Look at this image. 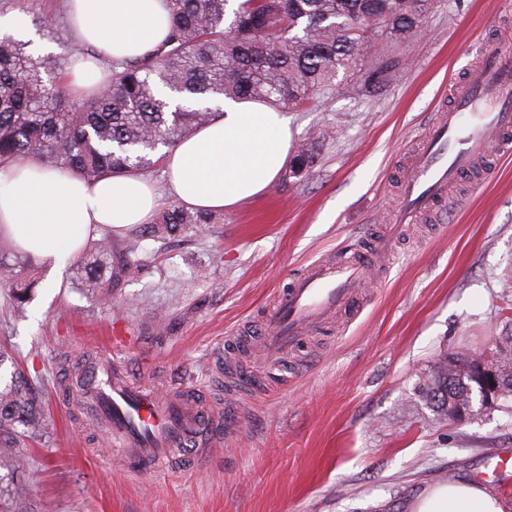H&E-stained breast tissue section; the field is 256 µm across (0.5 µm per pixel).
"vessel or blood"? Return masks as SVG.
<instances>
[{"instance_id":"vessel-or-blood-1","label":"vessel or blood","mask_w":512,"mask_h":512,"mask_svg":"<svg viewBox=\"0 0 512 512\" xmlns=\"http://www.w3.org/2000/svg\"><path fill=\"white\" fill-rule=\"evenodd\" d=\"M454 104L438 114L415 152L392 218L394 227L415 223L434 211L457 173L475 161L512 153V51L484 53L466 79L452 89ZM366 266L360 261L327 260L278 295L263 338L285 352L306 328L349 305L361 288ZM83 397L144 472L173 460L181 448L198 445L212 425L209 405L189 392L158 400L135 383L126 368L102 361L85 376Z\"/></svg>"}]
</instances>
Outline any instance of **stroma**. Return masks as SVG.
Returning <instances> with one entry per match:
<instances>
[{
	"label": "stroma",
	"mask_w": 512,
	"mask_h": 512,
	"mask_svg": "<svg viewBox=\"0 0 512 512\" xmlns=\"http://www.w3.org/2000/svg\"><path fill=\"white\" fill-rule=\"evenodd\" d=\"M512 38V0H435L376 92L348 78L288 109L293 144L324 130L306 178L216 211L197 232L144 241V266L112 300L39 264L30 302L0 301V348L33 378L45 429L20 447L32 512H404L432 482L471 476L512 453V414L449 424L417 384L438 359L512 335V155L459 174L433 216L388 229L412 150L451 87ZM368 255L353 308L303 335L298 355L260 349L277 294L317 261ZM148 389L187 386L219 429L195 467L143 474L77 393V367L111 350ZM249 336L246 369L226 339Z\"/></svg>",
	"instance_id": "stroma-1"
}]
</instances>
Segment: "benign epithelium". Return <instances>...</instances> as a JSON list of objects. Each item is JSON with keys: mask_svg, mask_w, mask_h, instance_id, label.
I'll return each mask as SVG.
<instances>
[{"mask_svg": "<svg viewBox=\"0 0 512 512\" xmlns=\"http://www.w3.org/2000/svg\"><path fill=\"white\" fill-rule=\"evenodd\" d=\"M511 345L512 336H496L487 349L452 352L442 358L448 374H460L471 381L469 400L448 404V422L458 424L480 413L505 408L512 397V362H506L502 353Z\"/></svg>", "mask_w": 512, "mask_h": 512, "instance_id": "benign-epithelium-1", "label": "benign epithelium"}]
</instances>
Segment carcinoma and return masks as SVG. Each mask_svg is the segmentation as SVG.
Returning <instances> with one entry per match:
<instances>
[{
  "label": "carcinoma",
  "instance_id": "obj_1",
  "mask_svg": "<svg viewBox=\"0 0 512 512\" xmlns=\"http://www.w3.org/2000/svg\"><path fill=\"white\" fill-rule=\"evenodd\" d=\"M167 0L168 31L154 50L112 61L110 79L87 97L69 87L64 66L27 51L31 41L0 36V165L33 158L46 168L86 181L140 172L163 163L160 147L209 124L226 99H259L274 108H299L336 85L339 74H360L376 90L388 74L382 60L362 69L361 52L385 40L416 34L435 0ZM32 25L55 36L54 19L17 0ZM317 138L293 156L291 177L307 176L319 155ZM211 223L200 208L170 204L138 238L118 242L103 231L73 271L75 288L99 300L142 269L141 240L165 241ZM35 263L0 250V280L19 308L34 285ZM0 382V469L17 462V448L42 432L41 393L26 371L11 363ZM422 397L444 413L448 396L468 392L466 383L433 370ZM7 512H29L18 486L0 484Z\"/></svg>",
  "mask_w": 512,
  "mask_h": 512
}]
</instances>
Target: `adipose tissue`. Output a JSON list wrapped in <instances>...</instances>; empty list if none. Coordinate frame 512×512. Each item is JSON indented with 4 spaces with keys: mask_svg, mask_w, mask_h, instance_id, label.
<instances>
[{
    "mask_svg": "<svg viewBox=\"0 0 512 512\" xmlns=\"http://www.w3.org/2000/svg\"><path fill=\"white\" fill-rule=\"evenodd\" d=\"M77 36L101 59L73 57L75 91L102 83L105 61L136 57L167 34L166 0H65ZM291 131L283 110L256 100L226 102L219 116L179 140L163 165L172 195L196 208H231L269 189L288 160ZM158 205L153 184L138 173L85 182L35 160L0 166V238L35 260L60 264L84 242L150 223ZM407 512H512V503L458 478L423 487Z\"/></svg>",
    "mask_w": 512,
    "mask_h": 512,
    "instance_id": "obj_1",
    "label": "adipose tissue"
}]
</instances>
